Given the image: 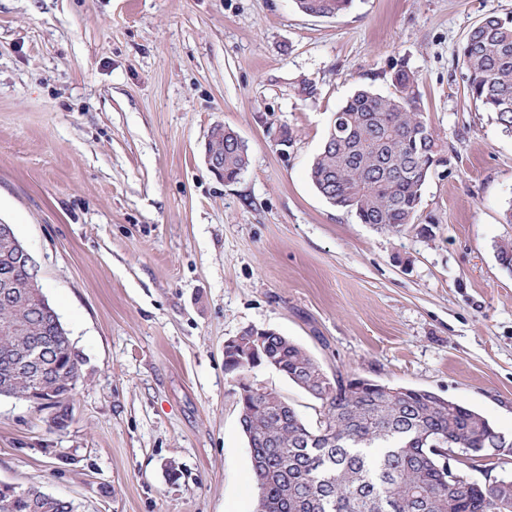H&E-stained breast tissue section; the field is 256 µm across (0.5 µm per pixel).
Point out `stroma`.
Wrapping results in <instances>:
<instances>
[{"label": "stroma", "mask_w": 512, "mask_h": 512, "mask_svg": "<svg viewBox=\"0 0 512 512\" xmlns=\"http://www.w3.org/2000/svg\"><path fill=\"white\" fill-rule=\"evenodd\" d=\"M492 10L512 0H353L333 18L293 0H0V224L84 358L63 403L0 398V482L77 512H254L224 371L249 326L328 376L429 390L512 437V271L497 258L512 138L457 63ZM402 64L448 164L394 234L330 205L308 170L344 101L388 92ZM217 124L249 146L232 184L204 159ZM252 375L316 423L320 401Z\"/></svg>", "instance_id": "1"}]
</instances>
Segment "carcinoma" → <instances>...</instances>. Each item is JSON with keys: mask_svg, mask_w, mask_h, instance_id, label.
Here are the masks:
<instances>
[{"mask_svg": "<svg viewBox=\"0 0 512 512\" xmlns=\"http://www.w3.org/2000/svg\"><path fill=\"white\" fill-rule=\"evenodd\" d=\"M352 0H294L309 16L331 18ZM467 94L492 112L501 131L512 134V14L489 12L464 36L457 53ZM419 79L405 65L391 75L385 94L360 88L337 110L309 178L333 206L363 224L399 233L415 223L421 190L432 171L445 166L435 131L425 116ZM232 131L213 137L208 152L224 158V181L236 182L249 164L248 153L232 147ZM15 283L24 302L0 306V354L29 336H52L69 347L54 315L29 331L38 296L28 273L0 265V280ZM254 360L286 376L321 402L323 412L308 425L274 390L239 396L240 423L249 444L260 512H512V476L493 471L503 434L481 413L428 391L390 384L369 385L360 376L339 377L329 388L322 368L286 336L263 339L253 356L224 354V372L246 370ZM0 358V387L22 399L30 382L7 383ZM80 376L66 371L53 381L54 396L66 400ZM459 448L455 457L450 451ZM487 461L481 480H469L460 466ZM45 492L29 487L18 497L0 492V512H34Z\"/></svg>", "mask_w": 512, "mask_h": 512, "instance_id": "carcinoma-1", "label": "carcinoma"}]
</instances>
